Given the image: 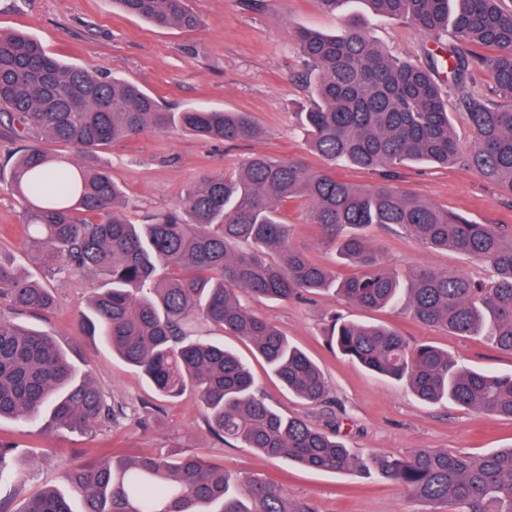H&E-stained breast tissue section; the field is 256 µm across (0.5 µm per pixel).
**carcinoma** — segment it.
<instances>
[{
    "mask_svg": "<svg viewBox=\"0 0 512 512\" xmlns=\"http://www.w3.org/2000/svg\"><path fill=\"white\" fill-rule=\"evenodd\" d=\"M112 2L159 27L199 26L189 0ZM363 2L428 37L452 32L447 56L411 63L379 49L349 18L335 35L298 32L310 93L302 126L308 151L323 166L257 154L237 173L187 188L149 224L128 219L122 187L99 163L102 149L171 130L242 143L258 138L260 128L226 109L171 112L134 83L66 65L31 36L0 30V121L23 142L5 189L25 203L22 226L45 276L86 271L105 280L78 322L79 334L112 348L160 395L195 392L211 435L311 470L372 471L436 512H512V447L481 455L416 448L361 463L336 434L279 413L258 394L241 358L190 331L201 319L244 340L289 393L311 404L329 394L321 369L244 298L332 293L366 310L403 305L422 324L482 336L512 353V231L394 185L410 164L460 162L512 195V9L502 0ZM476 71L491 78L490 95L472 90ZM450 96L472 134L464 155ZM47 142L73 156L50 151ZM338 166L383 176L358 184L337 176ZM298 202L321 229L322 243L355 273L341 276L291 246L285 213ZM373 225L485 263L493 276L477 281L421 265L403 283L367 246L364 231ZM0 300L33 314L55 306L53 294L1 252ZM326 336L331 348L407 385L424 403L445 400L512 419V374L468 367L435 346L409 344L390 326L342 316L331 317ZM121 413L53 337L0 313V419L45 416L52 427L91 432ZM35 464L34 453L0 442V512H73L74 500L80 512H318L309 499L288 498L276 482L244 476L234 483L224 465L195 453L160 457L148 450L74 463L66 490L45 487L15 511L16 489Z\"/></svg>",
    "mask_w": 512,
    "mask_h": 512,
    "instance_id": "obj_1",
    "label": "carcinoma"
}]
</instances>
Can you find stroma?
<instances>
[{
	"label": "stroma",
	"instance_id": "35a3bbf8",
	"mask_svg": "<svg viewBox=\"0 0 512 512\" xmlns=\"http://www.w3.org/2000/svg\"><path fill=\"white\" fill-rule=\"evenodd\" d=\"M200 18L192 32L163 28L118 10L112 0H0V29L20 30L63 61L94 74L110 73L138 83L169 111L190 106L227 108L247 113L264 131L258 140L228 145L196 139L179 131L116 143L102 160L112 179L126 192L127 214L143 223L172 208L184 190L213 174L237 172L254 154L307 156L299 114L308 88L294 34L308 29L335 34L340 14L322 10L316 0H261L248 8L242 0H190ZM366 34L391 54L425 63L439 53L444 39L425 36L410 24L359 9ZM395 186L464 214L483 224L512 225V196L463 164L402 169ZM23 201L0 189V249L13 253L19 267L43 281L56 298L48 315H21V322L47 332L67 349L75 364L124 409L116 421L82 434L49 428L45 421L0 422V441L37 453L35 468L17 493L22 505L44 486L64 487L68 464L109 450L132 457L145 449L159 453L188 450L223 464L235 475H254L281 483L291 498L314 499L319 512H429V504L404 496L392 482L357 473L313 472L284 467L251 449L212 436L197 396L176 400L158 396L133 368L107 346L78 337L76 318L101 282L93 274L44 276L28 246L21 224ZM290 243L311 260L331 268L340 263L310 224L305 205L288 211ZM366 238L400 279L416 266L460 272L485 281L491 268L452 252H429L418 241L372 227ZM249 309L277 326L321 367L327 402L305 403L270 375L245 342L223 336L200 322L196 337L223 341L246 357L260 393L281 413L336 431L360 456L400 455L412 448H445L479 455L512 446V420L490 418L450 402L431 405L404 385L370 374L357 363L333 353L324 327L331 314L353 320L387 323L410 343H429L464 363L500 374L512 373V354L479 337L457 336L415 321L409 312L363 310L340 297L306 296L285 302L247 299Z\"/></svg>",
	"mask_w": 512,
	"mask_h": 512
}]
</instances>
